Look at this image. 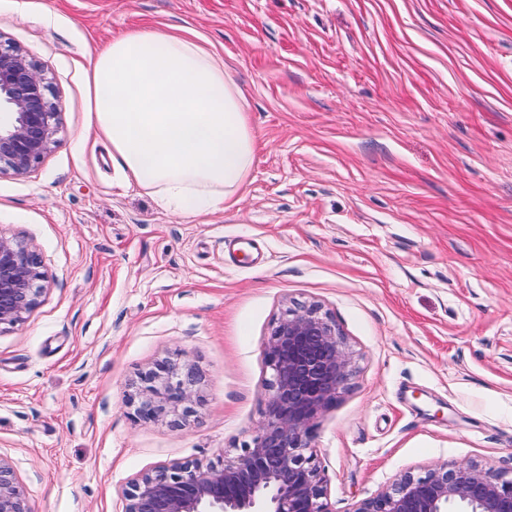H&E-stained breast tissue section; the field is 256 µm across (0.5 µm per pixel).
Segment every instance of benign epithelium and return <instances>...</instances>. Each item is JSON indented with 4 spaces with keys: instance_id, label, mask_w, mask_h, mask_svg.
Listing matches in <instances>:
<instances>
[{
    "instance_id": "1",
    "label": "benign epithelium",
    "mask_w": 512,
    "mask_h": 512,
    "mask_svg": "<svg viewBox=\"0 0 512 512\" xmlns=\"http://www.w3.org/2000/svg\"><path fill=\"white\" fill-rule=\"evenodd\" d=\"M44 78L19 48L0 43V162L23 175L54 143L57 112ZM44 278L34 250L0 235V326L21 322L37 304ZM271 378L263 421L240 453L219 465L198 461L158 467L134 480L126 512H330L313 455L307 453L316 421L350 380L352 359L335 320L318 304L288 309L265 346ZM199 383L196 368L178 359L156 362L139 377L130 402L134 417L191 414ZM512 512V479L476 464H434L401 473L352 512ZM0 512H31L14 469L0 458Z\"/></svg>"
}]
</instances>
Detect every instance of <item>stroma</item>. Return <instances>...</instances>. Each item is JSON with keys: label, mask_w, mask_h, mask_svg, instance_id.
<instances>
[{"label": "stroma", "mask_w": 512, "mask_h": 512, "mask_svg": "<svg viewBox=\"0 0 512 512\" xmlns=\"http://www.w3.org/2000/svg\"><path fill=\"white\" fill-rule=\"evenodd\" d=\"M192 32L247 102L254 167L193 217L127 185L86 71L127 31ZM0 42L59 112L0 169V234L45 274L0 329V458L32 512H125L139 475L251 441L289 308L336 322L353 375L311 451L330 512L401 472L512 476V0H0ZM200 373L186 426L136 421L139 375Z\"/></svg>", "instance_id": "obj_1"}]
</instances>
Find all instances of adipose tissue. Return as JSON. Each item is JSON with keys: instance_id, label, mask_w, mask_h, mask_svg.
I'll return each instance as SVG.
<instances>
[{"instance_id": "1", "label": "adipose tissue", "mask_w": 512, "mask_h": 512, "mask_svg": "<svg viewBox=\"0 0 512 512\" xmlns=\"http://www.w3.org/2000/svg\"><path fill=\"white\" fill-rule=\"evenodd\" d=\"M89 111L128 183L173 212L223 210L256 158L242 91L194 38L134 29L96 52Z\"/></svg>"}]
</instances>
